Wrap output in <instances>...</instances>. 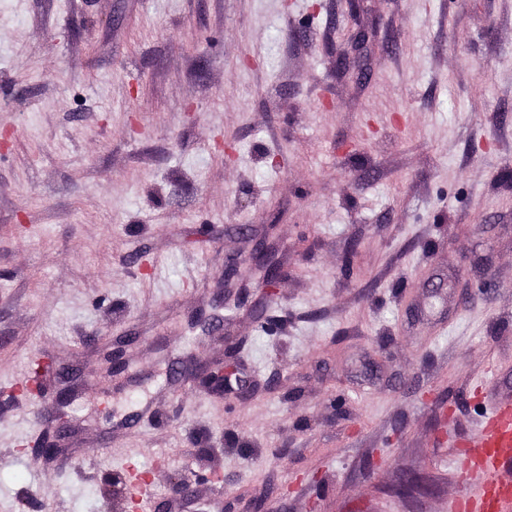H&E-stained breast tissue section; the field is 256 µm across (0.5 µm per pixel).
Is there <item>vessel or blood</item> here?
I'll list each match as a JSON object with an SVG mask.
<instances>
[{
	"label": "vessel or blood",
	"instance_id": "1",
	"mask_svg": "<svg viewBox=\"0 0 512 512\" xmlns=\"http://www.w3.org/2000/svg\"><path fill=\"white\" fill-rule=\"evenodd\" d=\"M512 468V409L492 407L479 438L464 457V469L479 475L473 496L452 503V512H512V481L503 473Z\"/></svg>",
	"mask_w": 512,
	"mask_h": 512
}]
</instances>
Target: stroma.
Listing matches in <instances>:
<instances>
[{
	"label": "stroma",
	"mask_w": 512,
	"mask_h": 512,
	"mask_svg": "<svg viewBox=\"0 0 512 512\" xmlns=\"http://www.w3.org/2000/svg\"><path fill=\"white\" fill-rule=\"evenodd\" d=\"M499 403L512 0H0V512H450ZM255 268L264 271L266 277V286L269 290L277 283L280 274L279 264L273 255L265 248L258 247L247 256H233L224 264V286L227 281L239 278L242 275V269ZM179 363V370L184 376L194 378L209 389L224 391L228 376L224 374L223 363H204L194 358Z\"/></svg>",
	"instance_id": "1"
}]
</instances>
